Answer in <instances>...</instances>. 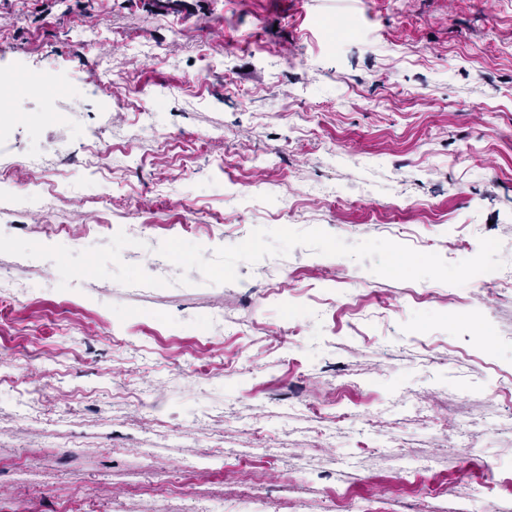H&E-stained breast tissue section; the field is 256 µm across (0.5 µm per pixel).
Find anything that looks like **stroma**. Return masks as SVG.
Wrapping results in <instances>:
<instances>
[{
  "mask_svg": "<svg viewBox=\"0 0 512 512\" xmlns=\"http://www.w3.org/2000/svg\"><path fill=\"white\" fill-rule=\"evenodd\" d=\"M37 69L0 512H512V0H0Z\"/></svg>",
  "mask_w": 512,
  "mask_h": 512,
  "instance_id": "obj_1",
  "label": "stroma"
}]
</instances>
